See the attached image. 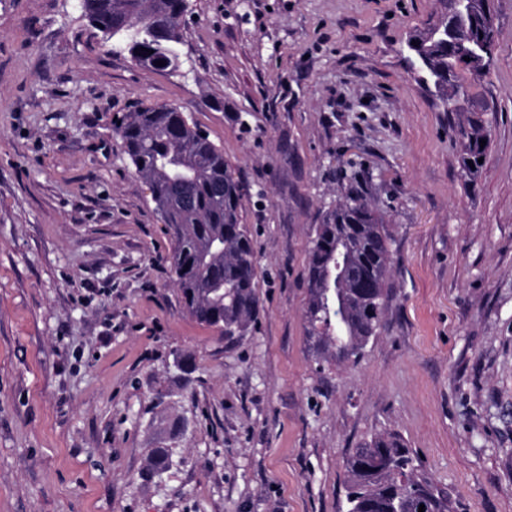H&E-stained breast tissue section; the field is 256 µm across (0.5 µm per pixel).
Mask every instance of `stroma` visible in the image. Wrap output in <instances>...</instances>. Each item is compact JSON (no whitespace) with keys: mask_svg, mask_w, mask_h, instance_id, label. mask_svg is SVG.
Here are the masks:
<instances>
[{"mask_svg":"<svg viewBox=\"0 0 512 512\" xmlns=\"http://www.w3.org/2000/svg\"><path fill=\"white\" fill-rule=\"evenodd\" d=\"M494 11L472 185L461 116L409 61L439 0H190L174 73L80 0H0V512H341L345 457L384 432L452 512H512V0ZM142 106L184 110L243 186L259 312L237 340L180 307L115 132ZM350 168L387 214L393 299L358 362L319 371L305 269Z\"/></svg>","mask_w":512,"mask_h":512,"instance_id":"obj_1","label":"stroma"}]
</instances>
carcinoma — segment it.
Segmentation results:
<instances>
[{"mask_svg": "<svg viewBox=\"0 0 512 512\" xmlns=\"http://www.w3.org/2000/svg\"><path fill=\"white\" fill-rule=\"evenodd\" d=\"M84 17L103 39H123L132 59L154 71L176 72L173 52L181 42V0H81ZM437 22L410 35L408 45L419 80L446 112L468 105L471 116L458 130L459 167L469 182L482 169L478 159L490 140L488 107L472 92L490 73L496 28L491 0H467L464 22L448 24L451 0ZM162 60L165 65L158 66ZM139 180L149 185L174 247L169 257L184 311L226 339L246 335L257 320V255L248 225L241 223L242 187L224 153L178 107H142L116 128ZM345 196L327 209L311 239L306 273L307 341L316 369L358 358L383 326L391 300L394 241L384 213L362 192L356 174ZM365 274L364 286L347 279L336 288V264ZM172 454L155 448L150 470H165ZM347 512H450L448 496L416 474L414 458L400 436L380 434L345 460Z\"/></svg>", "mask_w": 512, "mask_h": 512, "instance_id": "cac0c4a2", "label": "carcinoma"}]
</instances>
